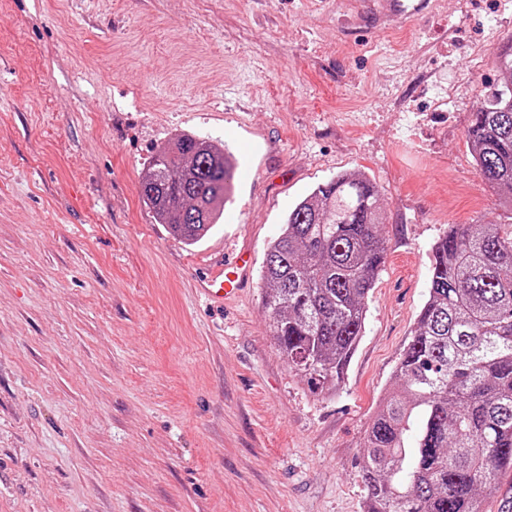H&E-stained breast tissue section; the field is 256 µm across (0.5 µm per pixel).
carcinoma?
<instances>
[{"instance_id":"1","label":"carcinoma","mask_w":512,"mask_h":512,"mask_svg":"<svg viewBox=\"0 0 512 512\" xmlns=\"http://www.w3.org/2000/svg\"><path fill=\"white\" fill-rule=\"evenodd\" d=\"M467 130L480 177L512 212V48ZM235 164L182 133L150 157L140 184L155 221L186 245L220 223ZM379 192L361 174L317 185L285 218L263 262L264 306L288 366L320 392L340 385L363 336L386 259ZM381 399L361 465L365 512H512V229L451 224L432 247L428 299Z\"/></svg>"}]
</instances>
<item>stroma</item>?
<instances>
[{"label": "stroma", "instance_id": "stroma-1", "mask_svg": "<svg viewBox=\"0 0 512 512\" xmlns=\"http://www.w3.org/2000/svg\"><path fill=\"white\" fill-rule=\"evenodd\" d=\"M0 0V512H364L379 401L451 224H508L467 129L512 0ZM179 133L237 159L190 247L139 186ZM377 186L387 256L341 385L268 328L269 243L339 173ZM251 263L241 297L193 282ZM248 264L249 257L244 252L224 259V263L198 277L195 288L211 304L224 306V300L240 291Z\"/></svg>", "mask_w": 512, "mask_h": 512}]
</instances>
